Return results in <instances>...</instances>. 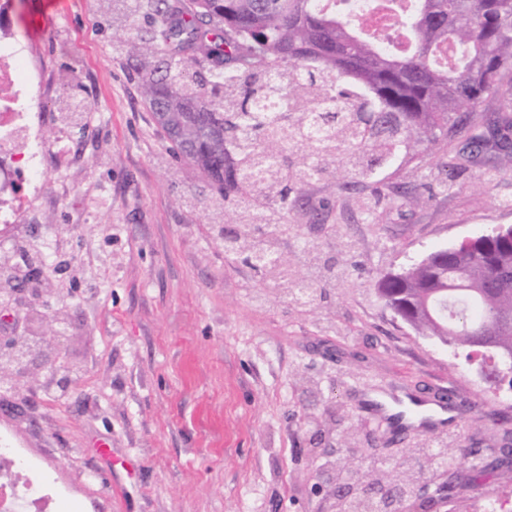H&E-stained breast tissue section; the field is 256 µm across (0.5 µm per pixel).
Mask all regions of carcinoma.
<instances>
[{
    "label": "carcinoma",
    "mask_w": 512,
    "mask_h": 512,
    "mask_svg": "<svg viewBox=\"0 0 512 512\" xmlns=\"http://www.w3.org/2000/svg\"><path fill=\"white\" fill-rule=\"evenodd\" d=\"M338 0H147L152 19L131 50L155 60L142 87L152 112L179 111L183 134L171 150L194 166L224 200V249L271 276L267 244L288 231V214L306 186L336 175V163L361 182L365 160L390 161L465 129L484 101L512 91V0H415L398 31L378 39L336 9ZM477 150L512 147V117L495 116L471 134ZM310 144L314 156L293 161ZM237 160L225 189L224 154ZM463 245L448 262L412 263L404 282L383 276V301L402 288L430 314L412 320L426 337L448 335L470 350V336L512 313V244ZM276 287L300 304L315 289L296 278ZM488 359L512 357V331L498 335ZM469 448L431 455L452 468ZM413 492L416 477L395 466L376 482ZM336 512H378L363 487Z\"/></svg>",
    "instance_id": "cac0c4a2"
}]
</instances>
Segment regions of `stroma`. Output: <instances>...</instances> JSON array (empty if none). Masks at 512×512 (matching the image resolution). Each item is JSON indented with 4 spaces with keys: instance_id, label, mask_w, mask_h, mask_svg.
<instances>
[{
    "instance_id": "35a3bbf8",
    "label": "stroma",
    "mask_w": 512,
    "mask_h": 512,
    "mask_svg": "<svg viewBox=\"0 0 512 512\" xmlns=\"http://www.w3.org/2000/svg\"><path fill=\"white\" fill-rule=\"evenodd\" d=\"M11 28L38 80L41 192L0 232V436L16 465L52 487L56 512H328L337 486L321 451L351 445L462 499L494 494L512 512V407L477 363L421 337L375 291L385 273L512 225V165L445 151L399 155L372 180L416 207L372 223L359 188L305 190L277 239L316 290L301 307L224 251V204L169 149L141 97L145 69L123 40L145 11L112 0H12ZM62 361H34L31 343ZM453 388L466 418L394 435L366 411L377 394L436 400ZM465 446L455 474L429 448Z\"/></svg>"
}]
</instances>
